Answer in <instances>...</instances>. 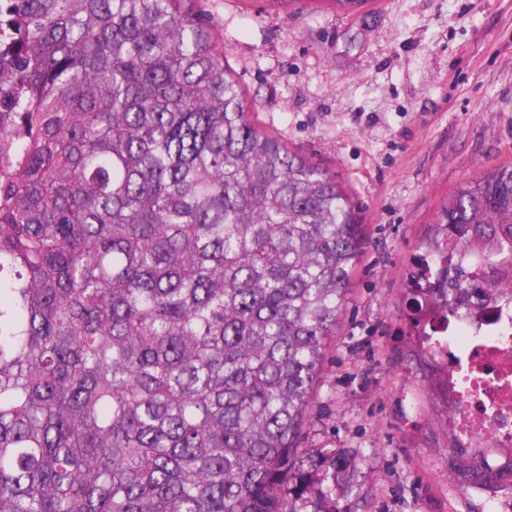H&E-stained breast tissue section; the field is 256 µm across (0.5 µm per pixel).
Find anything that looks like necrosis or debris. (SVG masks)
Listing matches in <instances>:
<instances>
[{
  "label": "necrosis or debris",
  "mask_w": 512,
  "mask_h": 512,
  "mask_svg": "<svg viewBox=\"0 0 512 512\" xmlns=\"http://www.w3.org/2000/svg\"><path fill=\"white\" fill-rule=\"evenodd\" d=\"M427 330L448 366V417L456 447L512 448V293Z\"/></svg>",
  "instance_id": "necrosis-or-debris-1"
}]
</instances>
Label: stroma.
Wrapping results in <instances>:
<instances>
[{"instance_id": "35a3bbf8", "label": "stroma", "mask_w": 512, "mask_h": 512, "mask_svg": "<svg viewBox=\"0 0 512 512\" xmlns=\"http://www.w3.org/2000/svg\"><path fill=\"white\" fill-rule=\"evenodd\" d=\"M248 116L344 186L368 243L316 382L304 456L359 458L339 512H512V477L485 484L451 445L430 384L410 371L401 284L441 201L512 164V0H197Z\"/></svg>"}]
</instances>
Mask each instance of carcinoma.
<instances>
[{
    "mask_svg": "<svg viewBox=\"0 0 512 512\" xmlns=\"http://www.w3.org/2000/svg\"><path fill=\"white\" fill-rule=\"evenodd\" d=\"M189 2L0 4V512H338L355 472L296 459L364 225ZM432 227L415 312L512 288V165Z\"/></svg>",
    "mask_w": 512,
    "mask_h": 512,
    "instance_id": "1",
    "label": "carcinoma"
}]
</instances>
